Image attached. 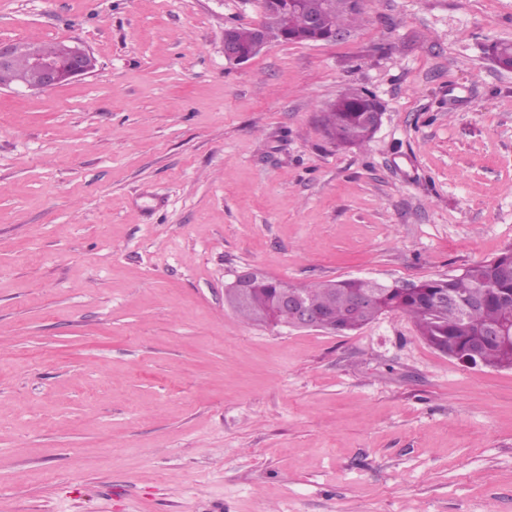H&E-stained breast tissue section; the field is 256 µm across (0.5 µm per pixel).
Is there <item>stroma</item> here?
Returning <instances> with one entry per match:
<instances>
[{
    "instance_id": "1",
    "label": "stroma",
    "mask_w": 512,
    "mask_h": 512,
    "mask_svg": "<svg viewBox=\"0 0 512 512\" xmlns=\"http://www.w3.org/2000/svg\"><path fill=\"white\" fill-rule=\"evenodd\" d=\"M258 0H0L94 74L0 89V512H512V369L386 314L243 321L239 271L416 283L512 245V0H366L242 64ZM348 89L383 117L336 146ZM370 98L373 96L365 92H346L322 112V126L338 145L359 146L372 137L376 130L366 124L364 112L369 124L375 126L380 125L383 113L375 100L368 104Z\"/></svg>"
}]
</instances>
